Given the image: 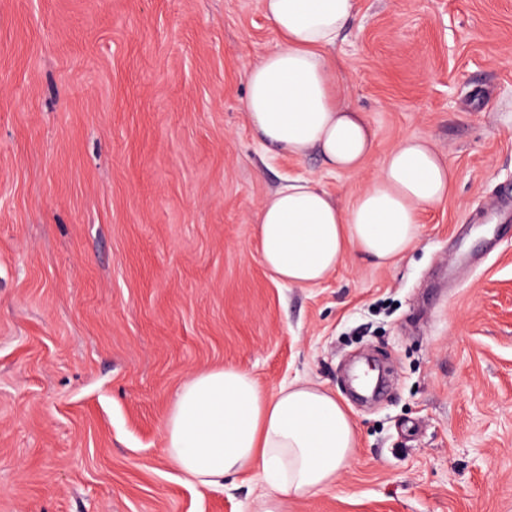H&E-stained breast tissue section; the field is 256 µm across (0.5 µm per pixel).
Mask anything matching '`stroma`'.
Here are the masks:
<instances>
[{
    "label": "stroma",
    "instance_id": "stroma-1",
    "mask_svg": "<svg viewBox=\"0 0 512 512\" xmlns=\"http://www.w3.org/2000/svg\"><path fill=\"white\" fill-rule=\"evenodd\" d=\"M261 0H0V512H257L164 449L175 397L232 366L309 380L357 427L336 485L282 512H512V0H357L329 56L376 130L358 171L272 152L247 74ZM454 173L415 246L276 283L259 207L340 205L402 137Z\"/></svg>",
    "mask_w": 512,
    "mask_h": 512
}]
</instances>
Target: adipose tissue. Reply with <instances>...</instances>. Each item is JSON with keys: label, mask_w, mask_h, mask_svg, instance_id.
Listing matches in <instances>:
<instances>
[{"label": "adipose tissue", "mask_w": 512, "mask_h": 512, "mask_svg": "<svg viewBox=\"0 0 512 512\" xmlns=\"http://www.w3.org/2000/svg\"><path fill=\"white\" fill-rule=\"evenodd\" d=\"M262 8L280 44L248 71L245 110L255 137L296 157L317 152L332 173L360 169L375 131L346 104L324 53L355 0H262ZM453 179L431 141L407 137L348 207L316 181L294 180L260 208L263 263L274 280L297 287L321 283L351 252L393 263L414 246L423 209L443 200ZM355 445V424L331 390L294 382L267 394L234 367L192 375L164 427L165 451L191 481L218 486L229 475L260 471L273 495L259 512L335 485Z\"/></svg>", "instance_id": "adipose-tissue-1"}]
</instances>
